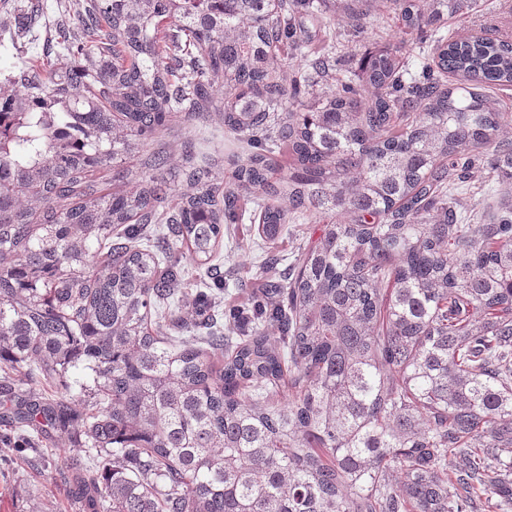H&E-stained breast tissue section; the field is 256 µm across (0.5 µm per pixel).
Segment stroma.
Masks as SVG:
<instances>
[{"label":"stroma","mask_w":512,"mask_h":512,"mask_svg":"<svg viewBox=\"0 0 512 512\" xmlns=\"http://www.w3.org/2000/svg\"><path fill=\"white\" fill-rule=\"evenodd\" d=\"M28 0H0V87L9 76L29 62L49 61L57 69L73 67L76 57L64 53L43 54L40 44L16 38L14 32L26 19L21 11ZM336 0H323L318 19L306 20L305 27L311 47H318L326 34H335L336 73L348 79L359 72V59L365 52L383 44L401 49L405 62L404 77L420 78L422 66L430 55L433 38L448 36L461 29L496 30L498 35L512 40V0H474L467 14L451 18L434 26L430 33L402 39L399 16L390 0H374L366 22L360 31H352L346 18L336 12ZM214 111L194 117L173 118L168 129L158 137L139 143L133 150L117 159L118 168L127 170V178L113 180L104 175V183L113 190L127 191L138 184L142 164L150 154L166 152L172 162H179L183 145H191L192 161L209 164L215 169L232 174L234 157L238 152L224 133V126L216 111L224 106L223 92H216ZM458 195L465 206V221L469 224H487L500 198H512V177L492 172L483 163H475L468 170ZM319 218L307 213L294 221L287 232L273 241L261 238L256 224L243 222L224 227V242L217 259L224 272L222 306L230 310L250 306L255 290L242 285L245 272L254 270L263 255L274 252L293 257L299 249L309 246L319 236ZM93 451L84 441L58 433L40 440L33 451L10 462L0 461V512H78L67 485L56 480L58 470L75 456L90 457Z\"/></svg>","instance_id":"35a3bbf8"}]
</instances>
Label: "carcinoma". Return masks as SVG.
Masks as SVG:
<instances>
[{
	"label": "carcinoma",
	"mask_w": 512,
	"mask_h": 512,
	"mask_svg": "<svg viewBox=\"0 0 512 512\" xmlns=\"http://www.w3.org/2000/svg\"><path fill=\"white\" fill-rule=\"evenodd\" d=\"M392 2L406 35L470 7ZM70 8L53 45L81 65L24 67L0 91V370L55 393L5 388L0 419L96 450L58 472L80 512H480L493 496L509 512L512 200L461 224L455 186L483 157L512 176L491 95L512 86V42L440 37L407 84L388 48L336 78L330 43L289 81L275 65L302 52L314 0H82L77 26ZM313 73L337 87L307 105ZM220 86L245 153L232 181L190 165L175 190L157 155L136 189L99 188L175 114L215 111ZM308 211L319 237L283 280L265 255L244 333L224 335L216 297L183 309L171 239L220 288L224 225L257 219L274 241Z\"/></svg>",
	"instance_id": "carcinoma-1"
}]
</instances>
